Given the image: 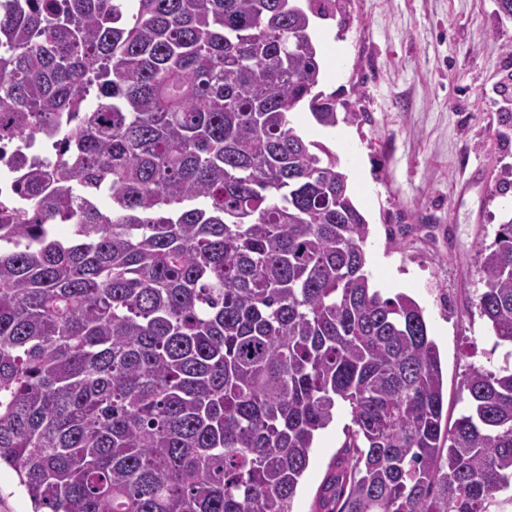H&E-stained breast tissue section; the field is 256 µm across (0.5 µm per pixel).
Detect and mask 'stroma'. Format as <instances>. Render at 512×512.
<instances>
[{"label": "stroma", "mask_w": 512, "mask_h": 512, "mask_svg": "<svg viewBox=\"0 0 512 512\" xmlns=\"http://www.w3.org/2000/svg\"><path fill=\"white\" fill-rule=\"evenodd\" d=\"M319 88L362 112L347 137L297 113L295 126L345 165L354 200L370 222L366 270L385 296L399 293L424 310L443 377V417L470 406V367L512 363L475 306L483 285L480 244L491 243L512 191L498 196L512 141L497 136L512 111L500 89L512 78V20L495 0H350L336 19L318 21ZM353 426L338 403L310 454L292 512H313L321 485Z\"/></svg>", "instance_id": "35a3bbf8"}]
</instances>
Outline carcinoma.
Returning <instances> with one entry per match:
<instances>
[{"instance_id": "carcinoma-1", "label": "carcinoma", "mask_w": 512, "mask_h": 512, "mask_svg": "<svg viewBox=\"0 0 512 512\" xmlns=\"http://www.w3.org/2000/svg\"><path fill=\"white\" fill-rule=\"evenodd\" d=\"M336 2L0 0V142L60 137L0 206V466L32 512H292L340 401L316 512H512V367L442 427L423 310L370 282L340 157L291 120L362 117L315 91ZM478 264L512 345V217ZM352 427L354 425L348 404L338 403L333 421L319 432L315 440L310 464L300 481L292 505L293 512H313L321 485Z\"/></svg>"}]
</instances>
